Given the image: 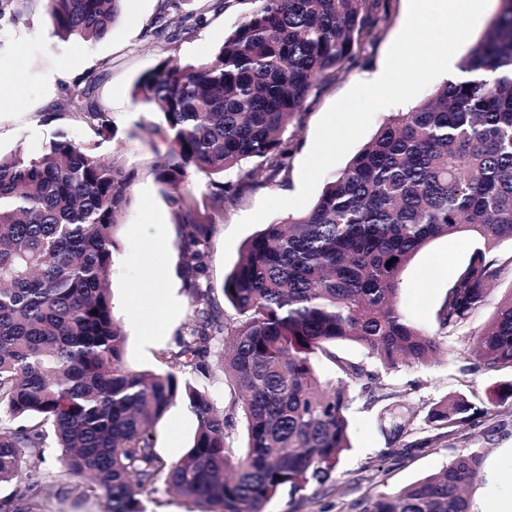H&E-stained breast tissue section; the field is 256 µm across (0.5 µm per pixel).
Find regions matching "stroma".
<instances>
[{"label":"stroma","instance_id":"obj_1","mask_svg":"<svg viewBox=\"0 0 512 512\" xmlns=\"http://www.w3.org/2000/svg\"><path fill=\"white\" fill-rule=\"evenodd\" d=\"M161 0H124L122 14L110 34L99 41H61L54 33L41 0L30 10L0 19V153H39L55 132L78 142L94 134L75 118L50 120L62 84L84 78L93 82L95 97L109 112L116 133L100 152L124 156L132 173V203L117 232L119 251L110 276L114 313L121 321L126 342L124 362L133 371L165 372L163 356L175 348L178 335L193 316L189 287L180 272L179 226L169 200L170 188L158 176L161 157L153 149L151 131L161 117L147 105L134 101L135 80L150 69L164 52L185 62L210 58L224 36L255 6L254 0H228L209 12L205 26L180 32L166 42L148 36L146 28ZM383 20L371 40L345 63L336 78L313 89L303 103L298 122L285 134L289 155L285 170L269 182L255 183L242 172L226 173L237 184L234 197L224 203L215 219L209 241L208 277L227 323L238 315L223 301L221 288L236 265L251 230L234 233L236 223L253 213L264 197L292 196L300 188V166L314 138L319 119L352 86L383 68L387 52L404 26L408 0H380ZM482 245L467 233L432 240L401 273L398 305L418 328L436 332L437 312L457 271ZM501 274L483 305L453 337L444 339L448 355L428 366L400 365L385 371L381 381L389 395L376 400L360 394L349 411L351 448L341 458L334 479L309 485L298 493L281 491L265 512H350L351 502L379 491L409 485L461 454L480 453L482 463L467 490L471 512H480L486 498V475L496 472L502 496L512 495V400L494 404L498 382L512 380V367L496 372L481 369L470 353V342L494 316L500 301L512 293V242H501L493 252ZM176 289L178 303L164 307L168 289ZM459 392L479 407H493V414L478 418L452 437L424 446L425 419L432 405ZM405 426L404 453L386 456L387 434L394 424ZM197 419L183 401H176L155 425L152 437L157 453L167 461L180 458L193 443ZM59 449H45V464L56 475L43 503L44 512H100L96 497L74 498L72 483L58 456Z\"/></svg>","mask_w":512,"mask_h":512}]
</instances>
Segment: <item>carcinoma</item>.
Masks as SVG:
<instances>
[{
  "mask_svg": "<svg viewBox=\"0 0 512 512\" xmlns=\"http://www.w3.org/2000/svg\"><path fill=\"white\" fill-rule=\"evenodd\" d=\"M183 2L161 0L146 32L165 36L172 15L189 31L211 8L184 14ZM254 2L212 57L161 56L132 88L163 117L161 178L173 190L195 303L178 349L164 357L168 372L124 363L109 277L131 176L122 156L97 153L116 129L91 84L63 88L53 116L83 119L97 140L57 132L35 156L0 154V484L19 486L0 499V512H43L52 475L39 463L51 443L66 472L81 479L70 493L96 494L103 512H143L140 497L160 484L198 512H264L282 490L323 485L350 448L351 387L379 380L330 346L356 343L387 369L427 364L442 350L438 336L468 320L500 273L490 254L512 241V0H500L482 40L460 61L462 79L383 124L310 210L247 241L224 280V299L238 314L228 325L207 282L208 241L235 187L216 186L200 206L189 173L213 180L258 160L249 179L278 175L288 155L283 136L308 94L379 22V0ZM121 3L44 0V8L61 40L87 42L111 32ZM464 232L484 248L448 287L438 332L427 333L398 309L401 273L432 240ZM219 339L234 389L220 411L206 390ZM473 340L485 371L512 367V295ZM321 356L339 378L320 375ZM178 398L197 431L168 462L152 429ZM475 415L466 396L444 397L428 413L434 435L425 444ZM239 419L242 452L231 445ZM27 458L37 463L25 470ZM480 465L475 452L459 455L408 486L355 501L351 512H470L465 492Z\"/></svg>",
  "mask_w": 512,
  "mask_h": 512,
  "instance_id": "1",
  "label": "carcinoma"
}]
</instances>
